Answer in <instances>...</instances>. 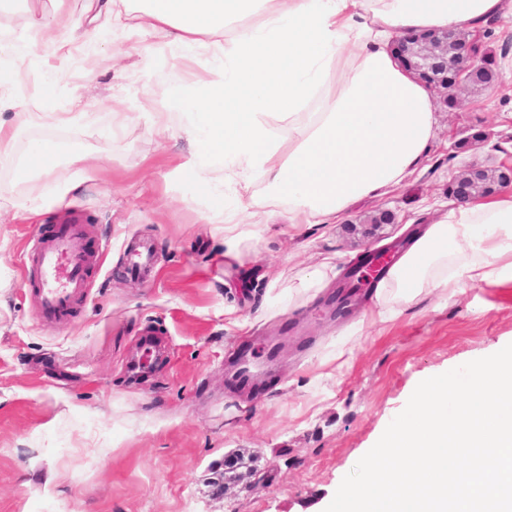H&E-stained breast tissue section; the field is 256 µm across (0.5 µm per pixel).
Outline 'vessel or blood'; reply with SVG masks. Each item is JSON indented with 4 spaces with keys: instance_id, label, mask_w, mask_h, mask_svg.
Returning a JSON list of instances; mask_svg holds the SVG:
<instances>
[{
    "instance_id": "obj_1",
    "label": "vessel or blood",
    "mask_w": 512,
    "mask_h": 512,
    "mask_svg": "<svg viewBox=\"0 0 512 512\" xmlns=\"http://www.w3.org/2000/svg\"><path fill=\"white\" fill-rule=\"evenodd\" d=\"M92 261L79 223L58 227L30 257V275L38 285L42 314L65 319L90 292Z\"/></svg>"
}]
</instances>
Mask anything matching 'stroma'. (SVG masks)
Wrapping results in <instances>:
<instances>
[{
  "mask_svg": "<svg viewBox=\"0 0 512 512\" xmlns=\"http://www.w3.org/2000/svg\"><path fill=\"white\" fill-rule=\"evenodd\" d=\"M84 0H0V31L64 8L75 25L67 75L44 85L53 46L0 104L14 134L0 160V512H324L342 479L404 409L416 386L512 344V282H474L450 299L420 294L398 316L358 328L359 310L325 301L368 251L427 228L469 163L512 166V85L497 81L456 107L436 104L428 150L383 197L353 201L338 224H292L287 209L224 237L221 195L201 193L178 166L194 151L171 88L206 76L205 53L175 65L150 33L122 27L87 42ZM154 46L149 57L131 43ZM99 64L86 75L82 60ZM27 119L18 122L17 102ZM57 147L49 174L27 170L39 142ZM379 210L378 238L347 229ZM77 219L100 257L91 291L69 320L41 315L27 253L57 223ZM156 253L152 273L125 269L129 241ZM332 266L304 290V274ZM287 335L258 394L224 371L240 350L267 366L269 339ZM254 475L228 485L224 460Z\"/></svg>",
  "mask_w": 512,
  "mask_h": 512,
  "instance_id": "obj_1",
  "label": "stroma"
}]
</instances>
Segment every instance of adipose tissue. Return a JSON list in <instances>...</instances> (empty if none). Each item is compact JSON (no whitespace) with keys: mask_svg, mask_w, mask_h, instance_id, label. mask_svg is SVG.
<instances>
[{"mask_svg":"<svg viewBox=\"0 0 512 512\" xmlns=\"http://www.w3.org/2000/svg\"><path fill=\"white\" fill-rule=\"evenodd\" d=\"M85 9L100 26L121 20L127 33L158 35L177 62L207 47V76L183 101L196 150L180 170L202 192L231 190V240L280 202L290 223L330 224L352 201L399 185L426 152L433 106L391 59L390 40L507 19L512 0H87ZM70 25L61 13L1 38L0 87L23 81L32 48L63 50ZM257 181L264 192L253 191ZM468 280L512 281V190L443 212L390 285L409 302Z\"/></svg>","mask_w":512,"mask_h":512,"instance_id":"obj_1","label":"adipose tissue"}]
</instances>
